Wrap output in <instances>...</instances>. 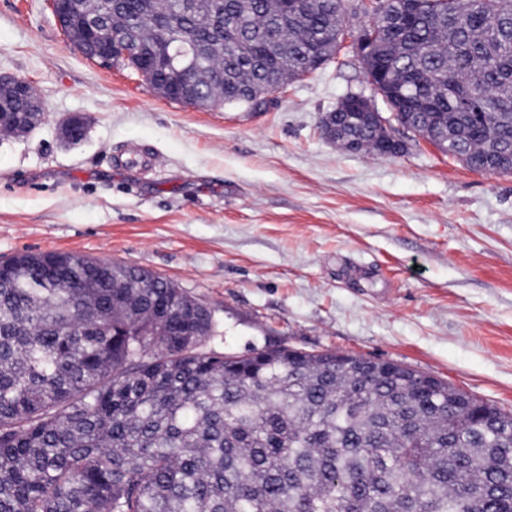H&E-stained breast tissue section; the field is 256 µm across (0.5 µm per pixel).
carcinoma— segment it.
Here are the masks:
<instances>
[{
	"mask_svg": "<svg viewBox=\"0 0 512 512\" xmlns=\"http://www.w3.org/2000/svg\"><path fill=\"white\" fill-rule=\"evenodd\" d=\"M378 0L365 64L395 120L470 170L512 173V0ZM111 64L153 85L187 40L210 102L336 52L344 0H112ZM93 33L75 18L67 37ZM235 46L230 52L225 44ZM351 151L388 128L336 112ZM0 512H512V413L389 363L219 356L207 307L134 265L0 263Z\"/></svg>",
	"mask_w": 512,
	"mask_h": 512,
	"instance_id": "carcinoma-1",
	"label": "carcinoma"
}]
</instances>
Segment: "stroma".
<instances>
[{"mask_svg":"<svg viewBox=\"0 0 512 512\" xmlns=\"http://www.w3.org/2000/svg\"><path fill=\"white\" fill-rule=\"evenodd\" d=\"M369 21L346 10L332 59L260 108H197L87 59L50 0H0V72L45 107L33 134H0V261L137 265L210 310L201 352L391 361L512 413V174L471 171L400 125L389 157L321 133L351 93L392 116L353 48ZM73 114L88 129L68 143ZM137 151L157 167H117Z\"/></svg>","mask_w":512,"mask_h":512,"instance_id":"35a3bbf8","label":"stroma"}]
</instances>
